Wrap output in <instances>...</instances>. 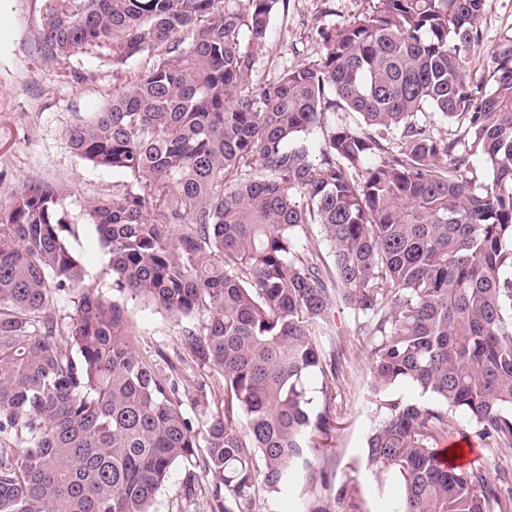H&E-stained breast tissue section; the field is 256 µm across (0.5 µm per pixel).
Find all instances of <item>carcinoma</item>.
<instances>
[{"label": "carcinoma", "instance_id": "obj_1", "mask_svg": "<svg viewBox=\"0 0 512 512\" xmlns=\"http://www.w3.org/2000/svg\"><path fill=\"white\" fill-rule=\"evenodd\" d=\"M370 2L258 86L289 0H43L40 61H150L66 130L123 177L87 205L112 297L68 246L61 187L28 182L0 210V512H151L176 466L189 499L211 475V512H280L300 481L298 512H330L331 486L362 512L314 459L341 416V357L322 349L335 302L376 337L366 458L402 485L389 512H512L511 483L440 448L463 414L512 457V44L468 81L493 0ZM129 297L191 320L183 344L224 380L204 428L132 346Z\"/></svg>", "mask_w": 512, "mask_h": 512}]
</instances>
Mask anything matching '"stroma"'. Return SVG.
Instances as JSON below:
<instances>
[{
  "mask_svg": "<svg viewBox=\"0 0 512 512\" xmlns=\"http://www.w3.org/2000/svg\"><path fill=\"white\" fill-rule=\"evenodd\" d=\"M42 4L43 0H0V208L8 207L25 183L41 180L62 185L67 211L82 225L70 247L80 255L90 283L108 295L112 292L110 256L101 247L94 224L88 222L85 206L92 199L110 195L118 176L72 153L64 133L70 125L99 111L121 82L114 78L111 63L102 58L75 55L61 65L38 61ZM368 6V0H289L287 12L272 22L256 81H271L284 66L316 59L321 50L317 27L344 22ZM480 26L483 46L473 53L471 67L475 70L486 61L484 49L512 41V0H493ZM62 67L68 80L56 76ZM128 310L133 345L158 374H167L168 361L180 359L179 393L186 402V414L196 424L205 423V416L189 403L201 390L207 393L210 412L221 411L224 381L217 371L198 365L184 350L182 322L140 300L129 301ZM335 323L336 333L324 349H342L346 359V369L334 390L343 417L318 462L334 469L336 482L350 485L364 512H386L399 487L394 483L380 486L365 456L367 436L377 422L376 407L368 399V355L373 338L355 333L345 307H336ZM448 441L460 445L464 453L474 454L491 477L503 474L512 482V460L493 459L474 437L466 417L457 416ZM182 478L181 468H174L157 494L154 512H208L210 476L199 474L197 494L190 500L183 495Z\"/></svg>",
  "mask_w": 512,
  "mask_h": 512,
  "instance_id": "obj_1",
  "label": "stroma"
}]
</instances>
